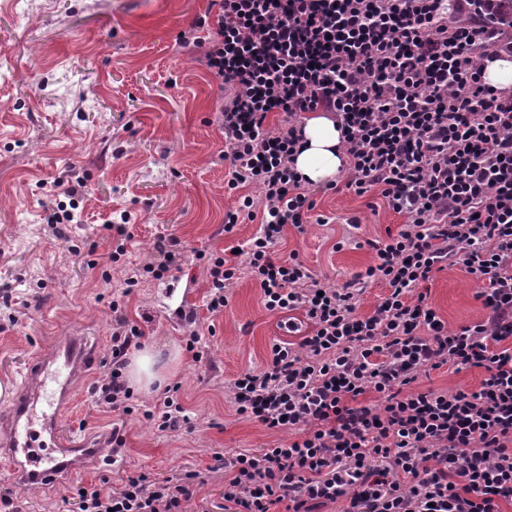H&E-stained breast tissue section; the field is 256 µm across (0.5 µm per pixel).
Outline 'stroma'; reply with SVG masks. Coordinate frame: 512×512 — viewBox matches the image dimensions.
Here are the masks:
<instances>
[{"label": "stroma", "instance_id": "35a3bbf8", "mask_svg": "<svg viewBox=\"0 0 512 512\" xmlns=\"http://www.w3.org/2000/svg\"><path fill=\"white\" fill-rule=\"evenodd\" d=\"M208 0H0V382L19 383L37 352L78 336L98 361L73 384L65 433L87 440L120 427L125 446L112 467H91L49 488L19 486L0 470V491L19 512H67L80 486L126 476L166 478L195 473L185 512H224V476L211 472L214 454L276 446L279 432L236 414L225 382L265 367L270 345L299 342L301 312L271 313L261 290L240 275L228 305L206 309L209 284L197 251L230 253L259 231L242 219L232 231L224 215L229 164L217 123L218 82L200 62L196 22ZM82 181L78 221L48 218L65 187ZM306 233L287 228L277 257L297 256L327 285L342 287L373 264L368 243L397 231L401 219L369 197L317 193ZM359 226H351V218ZM125 223L120 241L107 223ZM124 265L108 256L117 243ZM173 246L178 270L141 280L125 292L126 268L157 259V243ZM429 303L455 328L483 317L478 284L461 265L436 274ZM139 323L145 346L170 361L167 385H178L192 431H159L138 415L98 408L92 390L112 358L114 317ZM192 311L195 323L182 318ZM298 330L286 332L285 322ZM200 336L201 361L185 349Z\"/></svg>", "mask_w": 512, "mask_h": 512}]
</instances>
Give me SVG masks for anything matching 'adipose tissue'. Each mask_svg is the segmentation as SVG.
Wrapping results in <instances>:
<instances>
[{
	"instance_id": "obj_1",
	"label": "adipose tissue",
	"mask_w": 512,
	"mask_h": 512,
	"mask_svg": "<svg viewBox=\"0 0 512 512\" xmlns=\"http://www.w3.org/2000/svg\"><path fill=\"white\" fill-rule=\"evenodd\" d=\"M305 142L295 157V168L314 183H323L337 175L345 162L341 150L342 134L329 115L311 113L304 126Z\"/></svg>"
}]
</instances>
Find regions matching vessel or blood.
<instances>
[{
    "label": "vessel or blood",
    "instance_id": "1",
    "mask_svg": "<svg viewBox=\"0 0 512 512\" xmlns=\"http://www.w3.org/2000/svg\"><path fill=\"white\" fill-rule=\"evenodd\" d=\"M94 359L92 347L69 340L38 353L16 386L8 409V434L0 442V466L9 469L20 485L38 487L73 477L89 457L95 464L111 465L105 454L112 446L110 433L92 445H65L59 437L62 414L72 399L70 381Z\"/></svg>",
    "mask_w": 512,
    "mask_h": 512
}]
</instances>
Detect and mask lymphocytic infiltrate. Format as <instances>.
<instances>
[{
  "mask_svg": "<svg viewBox=\"0 0 512 512\" xmlns=\"http://www.w3.org/2000/svg\"><path fill=\"white\" fill-rule=\"evenodd\" d=\"M214 24L202 65L227 91L218 126L228 193L260 231L243 264L209 253L206 307L222 313L247 271L266 310L303 311L299 343L274 342L265 368L228 389L238 414L284 432L261 453L216 456L224 512H504L512 505V90L483 77L512 52V26L492 22L488 0H209ZM325 112L342 132L339 179L316 185L295 169L304 116ZM284 115L269 125L271 113ZM251 182L259 197L241 193ZM378 194L402 217L370 241L374 264L327 286L274 247L286 226L305 233L314 194ZM462 264L486 314L449 329L424 283ZM383 289L362 312L370 284ZM112 363L96 406L132 414L125 369L142 329L112 301ZM479 368L477 389L414 390L442 368ZM164 389L145 416L159 431L191 429ZM192 474L126 476L120 490L76 491L74 512H182Z\"/></svg>",
  "mask_w": 512,
  "mask_h": 512,
  "instance_id": "1",
  "label": "lymphocytic infiltrate"
}]
</instances>
